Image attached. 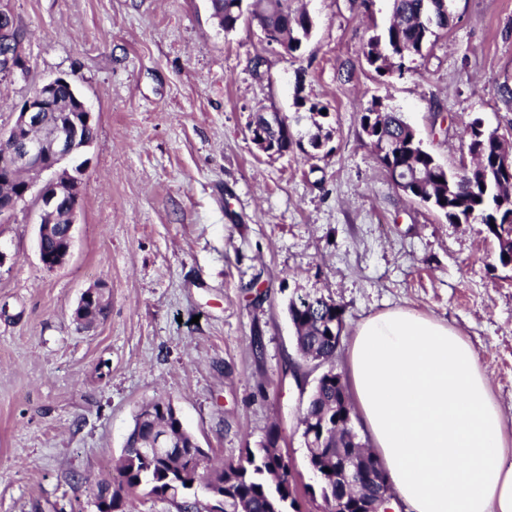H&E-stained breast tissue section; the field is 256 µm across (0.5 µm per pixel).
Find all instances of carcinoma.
Returning a JSON list of instances; mask_svg holds the SVG:
<instances>
[{
    "mask_svg": "<svg viewBox=\"0 0 512 512\" xmlns=\"http://www.w3.org/2000/svg\"><path fill=\"white\" fill-rule=\"evenodd\" d=\"M242 0H215L213 7L224 11V31L234 30L244 12L260 14L263 24L288 38V54L300 50L311 36L310 18L292 14L285 0H269L241 5ZM393 14L381 33L368 38L362 55L376 72L402 70L405 61L432 45L435 28L448 27L442 12V0H392ZM439 16L436 25L426 17ZM362 129H370L366 139L370 147L386 143L391 154L380 159L390 178L409 182L410 197L425 195L429 204L443 212L451 224L480 220L498 245V260L504 267L512 265V179L504 177V160L512 162V149L495 131L470 126L468 150L475 164L468 172L449 171L414 140L412 127L401 113L388 110L379 101L371 102L360 117ZM288 316L295 328L301 356L328 365L322 383L317 385L299 412L303 433L322 427L326 435L318 447L307 452L310 468L316 470L318 494L325 512H332L336 499H353L354 491L336 475V456L340 450L351 453L357 467L368 474L359 497L370 500L380 483L387 481L371 451L364 448L348 427L351 406L347 386L333 367L336 359V331L343 327V308L320 295H304L288 302ZM154 415L135 419L127 436L124 454L112 468V475L90 487V496L107 498L112 512H131L130 497L141 487L149 493L170 500L178 512H205L199 496L224 495L232 512H299L295 482L288 459L278 448L280 435L273 427L263 446L246 449L236 462L216 467L205 453L198 451L194 436L172 414V403L163 398L151 401ZM169 432L176 439L174 447L161 455L143 457L138 449L149 445L152 436ZM330 472H325V469Z\"/></svg>",
    "mask_w": 512,
    "mask_h": 512,
    "instance_id": "cac0c4a2",
    "label": "carcinoma"
}]
</instances>
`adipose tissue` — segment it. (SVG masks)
<instances>
[{"label":"adipose tissue","mask_w":512,"mask_h":512,"mask_svg":"<svg viewBox=\"0 0 512 512\" xmlns=\"http://www.w3.org/2000/svg\"><path fill=\"white\" fill-rule=\"evenodd\" d=\"M346 368L391 512H512V427L459 330L379 312L357 324Z\"/></svg>","instance_id":"obj_1"}]
</instances>
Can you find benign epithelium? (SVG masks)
<instances>
[{"instance_id": "1", "label": "benign epithelium", "mask_w": 512, "mask_h": 512, "mask_svg": "<svg viewBox=\"0 0 512 512\" xmlns=\"http://www.w3.org/2000/svg\"><path fill=\"white\" fill-rule=\"evenodd\" d=\"M24 33L12 15L0 13V40L21 42ZM26 69V60L10 52L0 54V74L10 76ZM75 88L69 77L60 76L34 87L23 101L11 128L0 135V186L15 187L0 194V213L13 214L34 188L32 182H21L26 171L47 176L36 197L38 224H68L65 237L73 239L74 224L82 196L83 169L65 163L90 146L84 129L93 126V112L85 99L76 94L74 100H62L57 94L61 85ZM264 121L257 130L255 144L264 153L269 148V133L286 123L280 112L261 109Z\"/></svg>"}]
</instances>
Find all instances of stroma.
Segmentation results:
<instances>
[{
    "instance_id": "1",
    "label": "stroma",
    "mask_w": 512,
    "mask_h": 512,
    "mask_svg": "<svg viewBox=\"0 0 512 512\" xmlns=\"http://www.w3.org/2000/svg\"><path fill=\"white\" fill-rule=\"evenodd\" d=\"M314 19L297 57L259 28L218 29L210 0H0L26 71L0 81V132L35 84L74 79L94 116L68 261L37 248L32 202L0 224V512H94L140 406L169 399L209 456L235 461L278 427L301 512H322L299 423L320 375L296 349L291 297L355 325L393 307L448 321L475 349L512 426V266L484 225L452 224L392 184L360 126L375 99L423 146L471 165L481 118L512 142V0H452L425 57L379 76L361 54L391 0H293ZM327 106V156L268 155L262 108ZM107 315L79 328L81 293Z\"/></svg>"
}]
</instances>
